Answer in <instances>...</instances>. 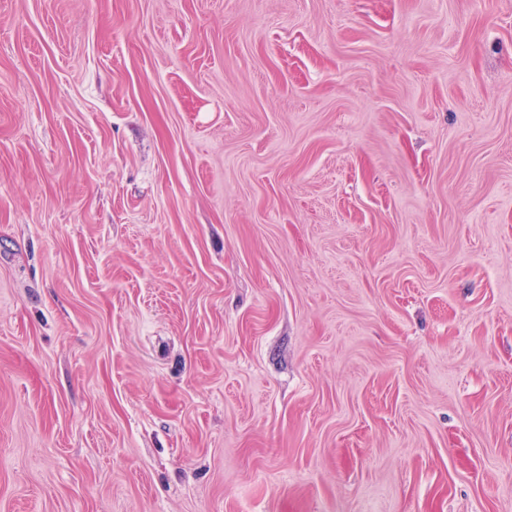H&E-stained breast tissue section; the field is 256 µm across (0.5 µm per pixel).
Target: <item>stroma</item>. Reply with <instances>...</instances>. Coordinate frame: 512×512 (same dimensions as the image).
Masks as SVG:
<instances>
[{
	"label": "stroma",
	"mask_w": 512,
	"mask_h": 512,
	"mask_svg": "<svg viewBox=\"0 0 512 512\" xmlns=\"http://www.w3.org/2000/svg\"><path fill=\"white\" fill-rule=\"evenodd\" d=\"M0 512H512V0H0Z\"/></svg>",
	"instance_id": "stroma-1"
}]
</instances>
